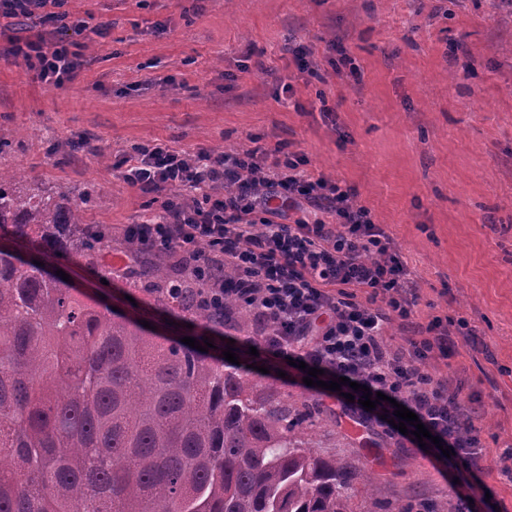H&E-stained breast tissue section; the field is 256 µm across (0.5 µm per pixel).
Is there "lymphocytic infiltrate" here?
I'll return each instance as SVG.
<instances>
[{"label": "lymphocytic infiltrate", "mask_w": 512, "mask_h": 512, "mask_svg": "<svg viewBox=\"0 0 512 512\" xmlns=\"http://www.w3.org/2000/svg\"><path fill=\"white\" fill-rule=\"evenodd\" d=\"M11 52L51 87L75 80L82 68L81 51L65 39H18ZM303 165L298 154L260 144L192 156L161 143L141 148L125 159L124 180L170 196L156 220L129 225L125 234L170 248L186 267L203 266L201 304L232 297L248 308L257 337L240 344L241 355L259 346L271 368L296 379L310 368L326 382L349 378L362 386L351 412L377 423L403 405L438 436L428 452L452 449V462L481 470L487 450L460 389L428 366L453 353V323L436 318L423 338L395 350L384 344L385 325L413 315L407 264L357 204L354 187L312 176ZM288 210L297 217L286 224ZM366 388L386 396L370 411L361 404Z\"/></svg>", "instance_id": "1"}]
</instances>
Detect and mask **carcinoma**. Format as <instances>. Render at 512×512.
Wrapping results in <instances>:
<instances>
[{
	"label": "carcinoma",
	"mask_w": 512,
	"mask_h": 512,
	"mask_svg": "<svg viewBox=\"0 0 512 512\" xmlns=\"http://www.w3.org/2000/svg\"><path fill=\"white\" fill-rule=\"evenodd\" d=\"M86 190L0 165V231L42 257L102 258ZM130 285L165 312L222 327L192 271L124 239ZM236 366L161 337L0 246V512H374L373 478L312 450L311 414L254 394ZM363 486L366 507L348 490Z\"/></svg>",
	"instance_id": "cac0c4a2"
}]
</instances>
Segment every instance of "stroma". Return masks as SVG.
<instances>
[{"instance_id": "stroma-1", "label": "stroma", "mask_w": 512, "mask_h": 512, "mask_svg": "<svg viewBox=\"0 0 512 512\" xmlns=\"http://www.w3.org/2000/svg\"><path fill=\"white\" fill-rule=\"evenodd\" d=\"M86 21L80 76L58 87L15 59L17 38L59 37L57 22L0 16V136L6 161L35 182L91 189L89 224L122 231L160 211L163 194L129 185L119 161L164 143L189 154L231 152L260 138L306 159L308 173L355 187L401 250L416 288L413 323L468 321L431 372L480 412L488 454L466 471L389 437L317 388L253 371L261 395L315 412L322 454L374 477L376 512H451L468 482L474 512H512L499 453L512 444V5L504 0H62ZM313 50L300 72L289 46ZM292 84V99L276 86ZM334 110L327 118L323 107ZM90 144L79 147L82 137ZM72 286L148 321L160 334L228 340L171 322L139 289L102 283L86 260L49 256Z\"/></svg>"}]
</instances>
